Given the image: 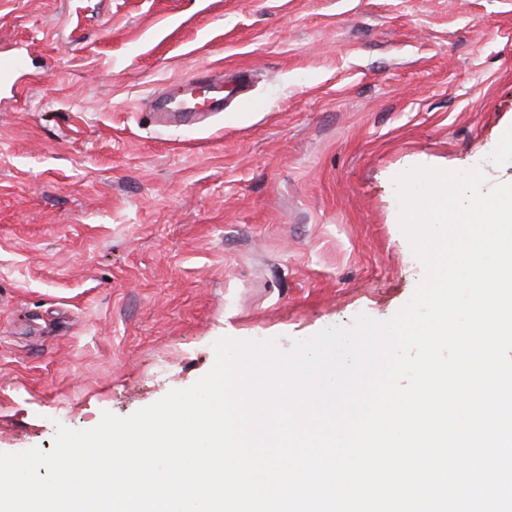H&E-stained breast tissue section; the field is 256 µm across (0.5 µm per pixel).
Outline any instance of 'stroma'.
Masks as SVG:
<instances>
[{
  "label": "stroma",
  "mask_w": 512,
  "mask_h": 512,
  "mask_svg": "<svg viewBox=\"0 0 512 512\" xmlns=\"http://www.w3.org/2000/svg\"><path fill=\"white\" fill-rule=\"evenodd\" d=\"M0 452L193 385L215 342L288 349L423 274L393 179L512 183V0H0ZM254 103L160 127L161 89Z\"/></svg>",
  "instance_id": "35a3bbf8"
}]
</instances>
